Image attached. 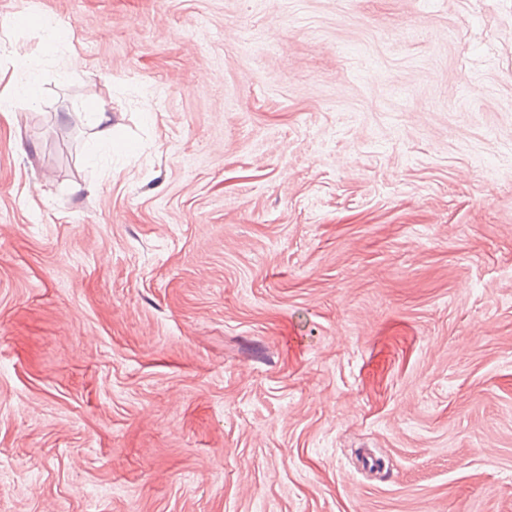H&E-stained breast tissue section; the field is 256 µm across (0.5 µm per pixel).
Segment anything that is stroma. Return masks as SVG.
I'll list each match as a JSON object with an SVG mask.
<instances>
[{
    "label": "stroma",
    "mask_w": 512,
    "mask_h": 512,
    "mask_svg": "<svg viewBox=\"0 0 512 512\" xmlns=\"http://www.w3.org/2000/svg\"><path fill=\"white\" fill-rule=\"evenodd\" d=\"M23 13L0 512H512V0ZM43 29L42 58L35 56H23L19 60V69L25 75L24 81L20 80L6 91L0 94V112H9L5 103L13 96H25L29 103L39 102L40 65L47 58L53 57L59 51L62 44L71 41L70 33L63 28L48 24L43 18L34 16V22L30 25Z\"/></svg>",
    "instance_id": "1"
}]
</instances>
